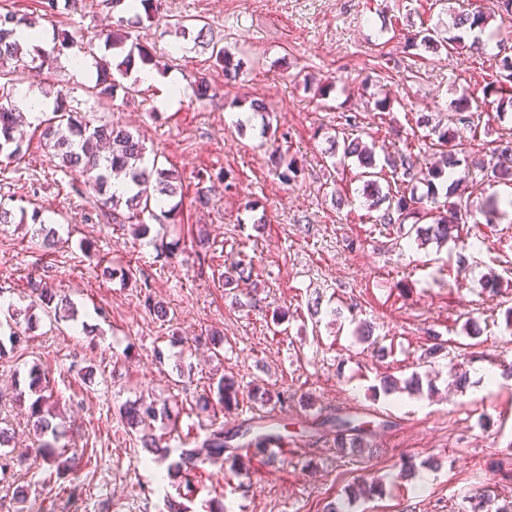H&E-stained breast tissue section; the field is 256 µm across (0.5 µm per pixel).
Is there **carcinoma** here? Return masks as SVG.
<instances>
[{
    "instance_id": "1",
    "label": "carcinoma",
    "mask_w": 512,
    "mask_h": 512,
    "mask_svg": "<svg viewBox=\"0 0 512 512\" xmlns=\"http://www.w3.org/2000/svg\"><path fill=\"white\" fill-rule=\"evenodd\" d=\"M158 0H110L112 9L119 10V25L144 28L153 25L160 19ZM24 25L30 29L36 28V22L24 16L7 11L0 12V158L13 163L22 160L26 151L23 150L22 139L16 136L19 127L26 121V115L19 110L14 103V92L17 82L13 78V72L4 71V63L13 61L16 68L51 67L53 53L68 48L73 39L68 34H63L60 44L54 45L52 52L34 46L29 52L28 58H23L22 48L12 40L14 28ZM464 41L461 35H454L439 41L429 28H420L413 31L408 38L407 47H424L438 50L442 45H460ZM139 59L144 65L154 64L153 54L142 44L135 43L130 46L126 55L119 63H113L114 55L103 54L96 60L98 82L93 87L95 96L112 97L117 89L128 90L120 79L127 77L132 61ZM54 96V106L50 115L39 123L40 144L46 151L54 167L62 172L74 173L82 179L86 191L92 193L98 208L105 216L121 224L126 222L134 225L137 232L147 231L141 216L147 214L153 218L161 216L165 219L174 217L176 207L164 208V204L182 194V180L179 172L174 167H166L159 156L146 157V151L140 136L134 134L126 127L112 122L93 121L85 118L80 112L67 105V93L58 90L45 96ZM496 96L490 101L488 97ZM512 109V91L495 80L488 84L485 90V99H480L474 93L463 90L460 96L453 101V111L457 115V121L462 122L473 129L483 123L484 116L492 109L497 116L507 109ZM438 146L441 147L442 166L428 167L419 159L401 153L399 163L390 165L393 184H407L414 186L416 183H425L430 187V203L435 208L424 213L420 212L418 205L423 203L424 197H417L415 193H406L398 189L394 192H382L377 180L375 152L361 139H351L343 145L345 157H355L364 171L358 178L364 180L362 195L371 201L372 208L378 210L375 222L385 225H403L411 216H427L432 224L420 227L414 223L405 232L407 237H416L420 242L436 240L445 242L454 238L453 232L459 231L461 208L453 205L441 207L438 201L435 181L442 178L444 169L455 173V168L460 166L459 155L466 153L464 143L456 140L455 134L449 129L438 132ZM495 162L492 166L485 167L481 163H475V167L482 172L481 179L470 178V168H465L463 174L453 180V184L460 185L471 181L470 194L483 190L486 182H501L512 184V140L500 139L491 150ZM275 166L282 169L280 177L285 183H290L297 178L300 172L298 161L295 157H286V153L280 149L274 150ZM122 172L130 181L129 195L117 196L112 192V174ZM126 209V213H120V209ZM480 210L486 218V223L493 224L501 214L500 200L489 196L480 202ZM226 269L229 274L224 276V284L230 285L234 281H245L252 277L253 268L240 261H233ZM102 275L111 279L115 276L124 281L133 278L130 268L119 262H113L102 268ZM31 293L40 301L43 310L50 314L59 310L56 302L57 293L47 284L40 282L30 283ZM421 377L418 374L411 375L404 381V386H399L395 377L385 376L381 381L384 394L391 395L403 390H420ZM28 391L34 395L28 406V417L32 422L35 435L43 439L40 444V457L49 467L55 469V475L69 471L74 467L75 461L71 457L57 449L50 442L44 440L47 435L57 437V426L53 425L55 413L53 410V394L47 393V385L44 376L33 368L28 374ZM216 405L220 409L230 410L239 405V388L230 377H222L216 387ZM121 418L132 430L140 433L139 440L143 447L161 459L170 456V449L161 447L156 437L152 434L153 423L166 415V410L157 408L155 402L140 399L120 409ZM328 431L333 434V445L340 454H361L370 446L371 432L364 428V423L359 417L353 415L337 416L324 422ZM242 442L235 446L232 454L233 461L239 462L242 458H252L264 453V450L274 441L281 440L279 428L274 425H259L256 430H246L241 434ZM187 447L181 449L178 459L167 467L168 475L178 476L181 473L193 469L200 470L202 465L211 460L224 456V450L229 448L224 425L215 427L202 442L185 440Z\"/></svg>"
}]
</instances>
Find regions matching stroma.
Listing matches in <instances>:
<instances>
[{"label": "stroma", "instance_id": "stroma-1", "mask_svg": "<svg viewBox=\"0 0 512 512\" xmlns=\"http://www.w3.org/2000/svg\"><path fill=\"white\" fill-rule=\"evenodd\" d=\"M488 0H162V11L186 23H207L217 46L240 60L235 78L217 66L211 49L176 35L166 24L130 29L128 40L147 46L158 74L179 76L188 88L176 107L157 101L161 85L111 98L91 96L95 77L55 60L29 71L24 87L68 89V103L89 119H106L139 134L147 150L162 153L182 177V198L170 237L171 257L155 249L157 221L145 234L107 220L94 198L78 195L38 144L32 124L22 127L28 151L0 169V199L13 210L40 211L49 227L69 240L45 251L32 224L0 225V302L31 309L37 319L21 348L0 358V429L24 467L0 472V512H168L171 501L187 512H206L216 498L224 512H482L481 489L498 479L496 464L512 459V209L480 224L477 247L454 243L417 246L398 226L375 223L376 212L360 190L355 159L332 151V140L368 133L377 156L412 142L427 152L433 127H451L469 144L471 159L491 141L512 138V111L488 128L449 122L462 90L482 93L495 73V56L512 54V27L491 19L500 42L485 51H407L410 24L438 26L447 36L456 15L486 9ZM106 0H84L71 13L58 10L41 22L48 38L71 34L73 53L100 54L95 32L112 28ZM208 97L193 88L199 78ZM326 93H319V86ZM387 97L388 112L374 102ZM267 109L254 112L251 100ZM356 119L346 125L345 116ZM270 126L288 136L290 154L303 170L283 183L261 135ZM225 180H217V173ZM207 236L216 254L208 260L195 240ZM91 242L84 251L83 242ZM470 271L458 273L459 255ZM252 262L251 280L225 286L214 269L223 261ZM119 260L135 272L129 281L107 279L104 265ZM503 275L497 295L480 278ZM51 285L74 303L77 320H52L32 306L29 281ZM169 311L159 320L145 295ZM476 319L481 333L468 336ZM371 339L357 335L361 324ZM436 355H428L430 347ZM93 378H84L86 366ZM44 371L57 402L65 456L73 469L47 479L35 463L39 440L30 430L27 405L16 396L31 368ZM466 372L456 386L452 369ZM497 371L486 382L488 371ZM427 377L420 394L378 393L383 376ZM234 378L239 406L229 412L203 408L221 376ZM266 391L269 402L254 400ZM155 400L175 425L155 423L161 446L179 448L185 436L204 439L213 425L237 430L273 417L285 424L290 447L252 458L235 471L230 459L208 462L188 477L169 479L166 463L148 461L121 407L139 397ZM345 412L372 422V448L340 457L330 437L307 429ZM427 474L425 487L400 478L403 461ZM382 484L380 496L348 500L361 484ZM28 491L24 505L12 493ZM77 487L70 498L62 488Z\"/></svg>", "mask_w": 512, "mask_h": 512}]
</instances>
